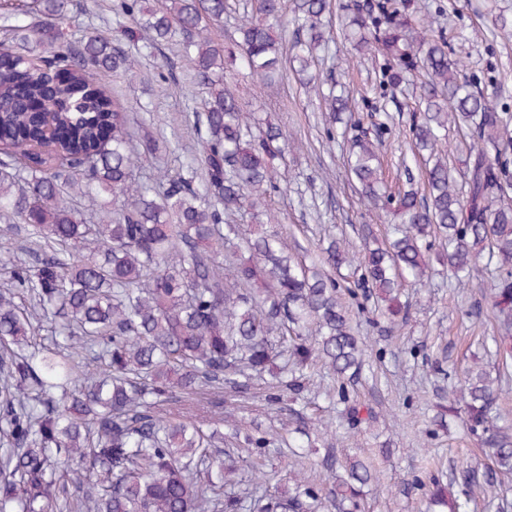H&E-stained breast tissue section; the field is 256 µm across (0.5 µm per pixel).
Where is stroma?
Masks as SVG:
<instances>
[{
    "instance_id": "35a3bbf8",
    "label": "stroma",
    "mask_w": 512,
    "mask_h": 512,
    "mask_svg": "<svg viewBox=\"0 0 512 512\" xmlns=\"http://www.w3.org/2000/svg\"><path fill=\"white\" fill-rule=\"evenodd\" d=\"M115 2L89 0L87 9H74L63 26L76 37L88 31L111 33ZM426 2L428 23L446 37L450 58L481 79L497 111L512 115V38L489 36L493 13L502 11L512 18V0ZM352 54L350 44L336 38L329 57L316 70L334 72L349 87L351 106L364 133L382 143L380 161L391 190H402L410 181L422 186L424 162L413 156L409 137L414 96L405 89L383 99L378 70L367 60L353 64ZM129 57L130 71L102 75L100 84L125 104L131 120L150 114L151 131L165 138L158 158L142 159L138 173L144 176L156 160L181 158L194 151V107L188 99L201 100L206 93L193 89L191 66L172 47H133ZM224 80L244 111L281 125L294 140L283 163L288 189L268 191L262 204L274 214L289 252L309 264L323 260L327 236H344L353 247L368 236H389L390 217L368 210L347 181L344 163L352 130L328 125V108L314 87L301 86L290 71L281 82L266 85L237 64L225 69ZM491 277V271L480 270L470 287L461 288L446 274L436 273L422 284L405 287L409 317L395 326L374 318L372 303H365V314L357 319L362 335L372 340L389 338L390 345L383 355L371 357L351 388L352 402L362 416L372 417V425L342 426L338 445L347 454L370 457L380 474L367 495L366 512H427V490H405L404 480L467 470L478 479L494 480L485 498L471 504V512H512V478L491 477L490 461L458 421L448 420L443 427L433 421L436 394L448 386L435 374L434 360H443L452 373L477 359L492 365L498 362L481 346L482 340L498 333L484 293ZM265 394L264 382H256L250 394L234 398L233 412L243 419L245 428L256 425L274 438L284 437L288 416L271 409Z\"/></svg>"
}]
</instances>
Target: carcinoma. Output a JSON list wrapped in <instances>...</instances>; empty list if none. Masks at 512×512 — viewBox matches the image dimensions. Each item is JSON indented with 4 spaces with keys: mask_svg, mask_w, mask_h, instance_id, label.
I'll list each match as a JSON object with an SVG mask.
<instances>
[{
    "mask_svg": "<svg viewBox=\"0 0 512 512\" xmlns=\"http://www.w3.org/2000/svg\"><path fill=\"white\" fill-rule=\"evenodd\" d=\"M254 19L239 28L234 48L209 36L224 24L227 0H119L109 38L73 41L60 24L73 0H0V146L24 159L0 161V216L18 218L36 249L35 264L5 260L0 292V512H364L365 489L379 474L368 461L342 462L327 451L309 476L299 458L288 489L251 457L271 440L245 437L247 455L221 448L223 416H163L158 407L202 390L237 396L278 369L268 403L298 400L307 371L328 370L344 409L337 419L362 423L348 388L366 364L368 345L355 334L337 283L306 269L274 230L242 232L233 213L262 204L274 161L290 144L273 123L260 127L224 84V62L241 61L273 78L283 46L275 32L281 0H249ZM421 6L375 0L345 5L342 33L359 58L378 64L380 84L394 90L421 70L418 116L411 139L427 155V193L389 191L380 143L359 133L347 170L364 205L393 216L387 245L364 242L350 254L334 240L326 260L360 271L357 286L374 310L406 321L402 281L421 280L428 242L463 283L479 263L494 267L486 289L504 335L496 355L512 358V116L497 112L475 89V77L448 57V42L409 10ZM330 0H293V62L309 74L326 43ZM131 25H126V22ZM160 44L177 39L195 80L208 89L193 113L198 151L158 178L137 180L135 163L159 149L152 135L130 131L129 115L97 76L128 62L113 45L136 31ZM330 121L357 128L348 98L331 95ZM472 134L458 185L444 143L448 127ZM129 203L87 219L66 189ZM30 300L25 308L15 298ZM50 318L49 344L34 341L33 321ZM505 380L474 365L448 385V414L478 437L494 471L512 475V429L497 424ZM292 432L310 437L308 419L292 410ZM459 501L434 476L433 502L444 512H469L485 488L463 475Z\"/></svg>",
    "mask_w": 512,
    "mask_h": 512,
    "instance_id": "cac0c4a2",
    "label": "carcinoma"
}]
</instances>
